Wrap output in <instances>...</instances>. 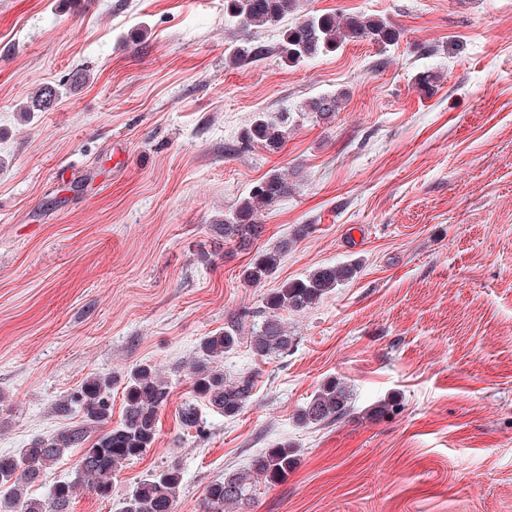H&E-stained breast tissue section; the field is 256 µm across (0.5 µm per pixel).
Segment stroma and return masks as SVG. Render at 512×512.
<instances>
[{
    "mask_svg": "<svg viewBox=\"0 0 512 512\" xmlns=\"http://www.w3.org/2000/svg\"><path fill=\"white\" fill-rule=\"evenodd\" d=\"M305 6L383 18L397 38L291 67L279 27H243L225 0H0V454L81 424L88 378L115 377L113 425L132 366L170 387L153 446L111 498L80 493L72 512H120L173 461L176 512H202L211 482L283 442L296 468L258 483L246 512H512V0ZM43 84L56 105L25 111ZM341 91L332 123L301 113ZM260 112L293 114L280 149L245 143ZM274 172L295 194L263 212L250 249L225 243L220 220ZM289 238L273 278L247 283ZM340 263L353 280L285 313L288 351L225 354L227 375L255 376L242 412L196 393L203 337L234 320L250 332L274 288ZM332 378L350 415L298 424ZM390 399L399 413L372 416ZM186 403L199 428L182 426Z\"/></svg>",
    "mask_w": 512,
    "mask_h": 512,
    "instance_id": "35a3bbf8",
    "label": "stroma"
}]
</instances>
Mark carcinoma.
Here are the masks:
<instances>
[{
    "label": "carcinoma",
    "instance_id": "1",
    "mask_svg": "<svg viewBox=\"0 0 512 512\" xmlns=\"http://www.w3.org/2000/svg\"><path fill=\"white\" fill-rule=\"evenodd\" d=\"M228 8L245 27L277 25L285 18L292 23L283 29L279 53L284 62L298 66L320 55L334 52L348 41L370 40L387 45L396 39L395 31L379 17L317 15L301 8V0H227ZM346 93L323 95L306 102L304 111L330 122L342 109ZM59 92L51 85L38 87L31 96L26 112H43L56 104ZM288 113L276 117L258 115L249 137L278 149L288 137ZM295 191V186L281 174L271 173L241 199L235 209L224 215L220 230L224 241L240 247L250 245L261 233L260 216ZM285 241L272 252L258 256L244 270L245 279L254 285L272 278L280 255L288 250ZM358 273L355 264H338L316 269L303 279L284 282L267 297L262 323L252 329L249 345L260 358L288 350L293 336L279 311H305L319 305L336 288L348 283ZM240 327L227 326L216 336L204 337L190 360L193 386L208 402L235 416L253 396L255 378L241 374L233 379L224 376V354L238 341ZM114 377L94 376L80 391L79 406L84 424L63 429L49 439H37L10 454H0V512H71L72 500L81 489L98 497L112 495V474L128 462L140 458L156 440L160 410L168 403V382L159 377L150 364H139L123 377L125 407L121 422L104 428L110 416L109 395ZM351 412L350 394L342 382L331 379L323 383L312 399L301 408L297 420L305 425L337 421ZM99 429L94 439L90 430ZM81 448L74 464L73 477L59 482L46 496L37 498L28 488L41 482L46 471L72 448ZM298 461L297 450L281 443L258 456L251 468L234 472L209 484L203 500V512H239L252 499L258 479L274 484L284 479ZM182 473L175 462L146 475L126 499L122 512H175Z\"/></svg>",
    "mask_w": 512,
    "mask_h": 512
}]
</instances>
